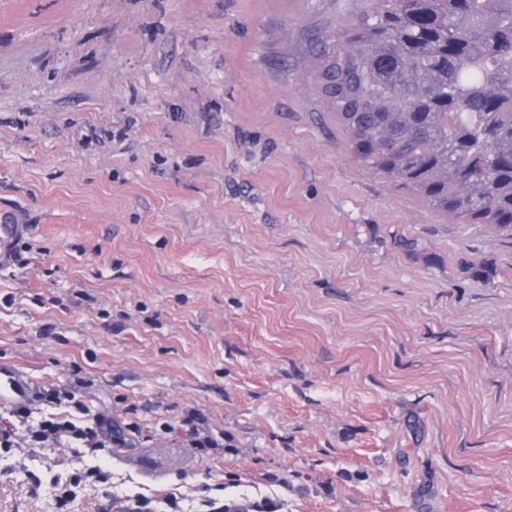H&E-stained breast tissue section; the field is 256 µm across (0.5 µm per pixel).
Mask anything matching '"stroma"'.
<instances>
[{
  "label": "stroma",
  "mask_w": 512,
  "mask_h": 512,
  "mask_svg": "<svg viewBox=\"0 0 512 512\" xmlns=\"http://www.w3.org/2000/svg\"><path fill=\"white\" fill-rule=\"evenodd\" d=\"M355 0H0V370L136 406L130 487L278 512H512V240L359 163L317 79ZM196 408L234 452L160 425ZM67 451L0 459L57 512ZM38 471L31 488L23 469ZM25 219L14 208H0V264L9 262L12 243L25 232ZM224 483L218 482L212 485H205L201 494L196 498V512H225L224 496L213 494V491H223Z\"/></svg>",
  "instance_id": "obj_1"
}]
</instances>
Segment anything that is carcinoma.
I'll use <instances>...</instances> for the list:
<instances>
[{
	"instance_id": "cac0c4a2",
	"label": "carcinoma",
	"mask_w": 512,
	"mask_h": 512,
	"mask_svg": "<svg viewBox=\"0 0 512 512\" xmlns=\"http://www.w3.org/2000/svg\"><path fill=\"white\" fill-rule=\"evenodd\" d=\"M321 82L363 166L512 233V0H361Z\"/></svg>"
}]
</instances>
